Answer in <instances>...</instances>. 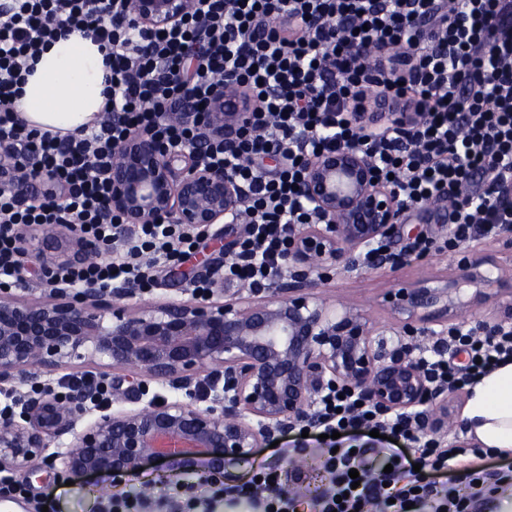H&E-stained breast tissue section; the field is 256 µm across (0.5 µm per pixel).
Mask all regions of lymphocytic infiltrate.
<instances>
[{
	"label": "lymphocytic infiltrate",
	"instance_id": "f902f5d3",
	"mask_svg": "<svg viewBox=\"0 0 512 512\" xmlns=\"http://www.w3.org/2000/svg\"><path fill=\"white\" fill-rule=\"evenodd\" d=\"M112 0H6L0 5V142L18 145L53 178L50 190L20 205L0 190V287L12 284L22 227L69 223L94 243H121L112 259L49 268L50 280L73 288L131 286L147 292L152 271L190 254L197 233L162 219L119 236L102 218L105 173L112 150L134 128L176 146L192 126L169 124L185 93L207 102L214 84L233 74L257 108L249 113L237 153L212 151L247 189L248 220L224 264V280L267 287L284 271L289 231L315 218L300 193L304 157L362 138L380 177L406 210L444 196L451 248L478 232L512 227V206L497 189L512 181V0H199L192 15L166 32L147 31L113 16ZM78 31L104 53L105 120L67 135L30 128L15 108L38 55ZM375 44L371 65L356 47ZM410 57V75L385 71L395 55ZM384 69V88L417 119L357 133L351 123L370 90L371 68ZM278 154L273 170L261 161ZM432 378L459 391L512 360V330L449 331L443 346L419 349ZM416 410L381 414L365 398L330 389L305 430L329 435L316 458L320 486L302 489L295 474L252 470L228 489L216 474L187 471L152 495L121 489L103 512H218L228 492L254 512H467L472 497L512 486L511 472L488 473L467 449L426 438ZM379 430L371 448L359 433ZM339 440H332V432ZM358 478H350V470Z\"/></svg>",
	"mask_w": 512,
	"mask_h": 512
}]
</instances>
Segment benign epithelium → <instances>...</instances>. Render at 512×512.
<instances>
[{
    "label": "benign epithelium",
    "instance_id": "1",
    "mask_svg": "<svg viewBox=\"0 0 512 512\" xmlns=\"http://www.w3.org/2000/svg\"><path fill=\"white\" fill-rule=\"evenodd\" d=\"M196 0H112V12L147 30L167 29L195 10ZM254 101L228 74L211 92L207 111L187 97L172 122L196 123V138L169 147L142 130L131 131L114 148L107 171L106 214L127 229L161 217L206 233L228 218L244 222L245 188L207 155L215 142L231 152L237 131ZM382 121L365 107L353 113L358 133ZM50 177L33 159L0 144V188L23 205ZM302 196L316 223L301 224L290 236L289 274L259 296L224 290L228 252L216 246L200 262L184 292L187 299L143 302L136 288L104 289L87 283L75 292L55 288L45 301H27L12 288L0 289V387L36 383L72 359L102 360L112 369L91 371L68 390L35 387L20 411L0 421V461H30L51 443L67 445L52 458L59 476L90 475L100 482L139 472L150 460L170 471L204 468L223 473L249 458L275 431L310 415L315 397L329 388L359 392L385 414L424 409L422 429L446 435L455 407L446 389L434 384L413 355L411 340L443 336L448 313L497 299L494 326L512 327V267L495 279L482 267L494 258L465 249L454 260L456 276L442 288L418 281L399 291L407 318L386 343L373 338L367 320L346 307L331 312L315 297L324 276L314 272L351 268L359 251L384 239L399 245L405 212L396 191L377 177L373 159L355 138L337 150L308 158ZM61 225L41 230L38 241L21 239V253L46 272L54 262H97L109 250L74 233L67 250L48 255L46 246ZM442 326L437 332L429 328ZM168 381L186 398H147L149 382ZM224 392L203 408V390ZM112 392L124 405L112 408Z\"/></svg>",
    "mask_w": 512,
    "mask_h": 512
}]
</instances>
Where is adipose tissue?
<instances>
[{"instance_id":"adipose-tissue-1","label":"adipose tissue","mask_w":512,"mask_h":512,"mask_svg":"<svg viewBox=\"0 0 512 512\" xmlns=\"http://www.w3.org/2000/svg\"><path fill=\"white\" fill-rule=\"evenodd\" d=\"M103 53L75 32L41 55L15 105L31 127L68 132L93 125L104 111ZM468 433L481 447L512 451V361L471 386L465 408Z\"/></svg>"}]
</instances>
